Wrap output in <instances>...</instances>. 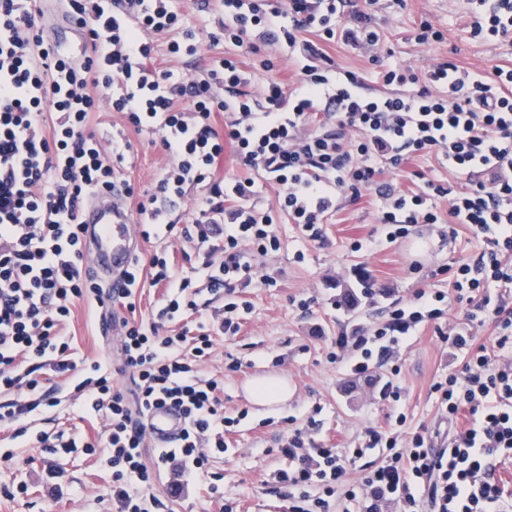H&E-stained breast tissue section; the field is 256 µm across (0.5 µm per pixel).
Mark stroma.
I'll return each instance as SVG.
<instances>
[{
    "label": "stroma",
    "instance_id": "35a3bbf8",
    "mask_svg": "<svg viewBox=\"0 0 512 512\" xmlns=\"http://www.w3.org/2000/svg\"><path fill=\"white\" fill-rule=\"evenodd\" d=\"M424 19L443 31V42L424 47L412 41L414 28ZM468 22L465 0H382L380 48L391 51L394 61L411 65L433 60L480 70L512 65V37L495 44L469 39ZM324 50L339 70L362 76L368 94H384L367 57L339 43L325 45ZM92 130L103 141L110 140L113 132L125 131L132 150L120 167L121 178L143 191L155 189L168 161L155 135L125 129L120 114L107 111L96 114ZM390 176L400 190L408 192L424 177L447 184L449 173L435 159L418 158ZM422 230L431 250L422 268L414 270L404 240H383L372 196L343 202L324 224L322 240L316 242L304 241L295 225L278 221L281 248L265 266L276 286L255 283L242 289L252 305L250 314L238 335L216 336L210 357L201 365L202 375L223 380L225 411L245 408L249 414L230 434L228 452L211 460L206 477L189 482L179 496L165 497V512H220L226 503L234 512H287V501L270 492L266 482L274 471L287 467L281 448L298 430L346 455L358 447L366 429L388 428L399 410L406 413L411 426L435 428L431 386L448 371L450 362L448 345L435 324L422 326L402 352L394 378L402 399L395 408L378 399L363 376L348 373L327 358L339 333L380 319L390 299L409 301L420 290L447 289L449 267L478 247L463 224H426ZM374 238L379 241L374 250L352 252L353 242ZM299 251L305 254L300 263L295 260ZM364 286L385 288L391 295L336 308L337 299ZM310 296L315 299L310 312L301 313L295 300ZM101 314L95 303L80 301L65 326L79 355L91 360L116 356L117 343L100 325ZM270 376L288 383V403L249 404L247 389L257 379ZM46 384L58 388L62 403L36 417L32 432L68 438L78 434L99 450L88 454L81 448L54 451L17 443L9 439L10 428L0 426V512H110L112 469L101 450V420L92 414L81 419L73 412L68 376L47 373Z\"/></svg>",
    "mask_w": 512,
    "mask_h": 512
}]
</instances>
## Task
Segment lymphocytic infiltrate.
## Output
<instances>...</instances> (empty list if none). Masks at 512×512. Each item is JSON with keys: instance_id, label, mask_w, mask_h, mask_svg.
Instances as JSON below:
<instances>
[{"instance_id": "f902f5d3", "label": "lymphocytic infiltrate", "mask_w": 512, "mask_h": 512, "mask_svg": "<svg viewBox=\"0 0 512 512\" xmlns=\"http://www.w3.org/2000/svg\"><path fill=\"white\" fill-rule=\"evenodd\" d=\"M130 2L132 24L116 16L112 0H67L93 49L74 62L46 43L37 0H0V391L10 395L0 403V422L26 435L32 414L61 403L37 371L71 374L103 423L112 512H157L161 472L173 464L187 478L205 471L210 457L227 452L225 433L246 417L225 414L223 383L203 377L198 365L214 333L236 335L250 312L234 294L258 280V259L279 250L276 220L287 218L303 238L318 241L340 197L369 192L387 241L446 220L467 225L481 250L458 262L450 291L393 300L382 322L338 336L328 359L355 374L383 368L425 323L443 318L449 301L466 302L464 320L438 330L457 367L431 391L440 421L464 412L469 420L438 445L410 430L402 412L390 429H367L352 457L378 448L385 454L356 485L345 484L337 449L295 433L282 450L289 465L277 470V489L288 512H328L335 497L359 512L394 505L400 512H512V493L496 476L498 462L512 458V66L486 76L448 61L420 73L386 62L376 78L388 91L372 96L355 74L337 70L324 46L374 50L378 0H221V32L209 41L234 52L216 58L206 77H190L176 65L195 56L202 39L184 27L178 0ZM468 4L473 39L491 44L512 34V0ZM163 35L171 65L155 69L148 62ZM277 49L297 68L293 87L272 76ZM239 50L261 59L268 78L260 95L248 89L252 77ZM104 107L121 113L126 128L159 134L169 163L154 192L136 194L118 177L131 150L124 131L106 146L90 131ZM215 112L225 115L223 129L212 124ZM228 145L249 177L216 179ZM431 154L454 182L428 180L408 195L385 179L404 160ZM257 173L277 187L267 209L252 201ZM199 185L207 195L192 223L170 221V205ZM100 190L120 203L137 198L143 240L195 242L187 268L176 269L164 253H137L125 287L104 294L85 268L77 222L79 207ZM158 286L166 290L163 307L152 321L136 319L138 291ZM205 292L224 295L219 327L197 318ZM104 297L127 310L112 319L117 361L78 362L62 327L76 301ZM188 317L193 326H184ZM487 326L490 347L477 341ZM116 373L129 377V391L113 387ZM165 404L186 426L174 447L154 449L146 419Z\"/></svg>"}]
</instances>
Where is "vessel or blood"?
I'll return each instance as SVG.
<instances>
[{"instance_id": "vessel-or-blood-1", "label": "vessel or blood", "mask_w": 512, "mask_h": 512, "mask_svg": "<svg viewBox=\"0 0 512 512\" xmlns=\"http://www.w3.org/2000/svg\"><path fill=\"white\" fill-rule=\"evenodd\" d=\"M79 221L93 247V270L105 275L110 287L123 286V274L135 249L133 218L125 208L113 205L112 196L98 193L83 203ZM147 420L156 447L169 448L176 444L182 429V415L170 407L152 409Z\"/></svg>"}]
</instances>
